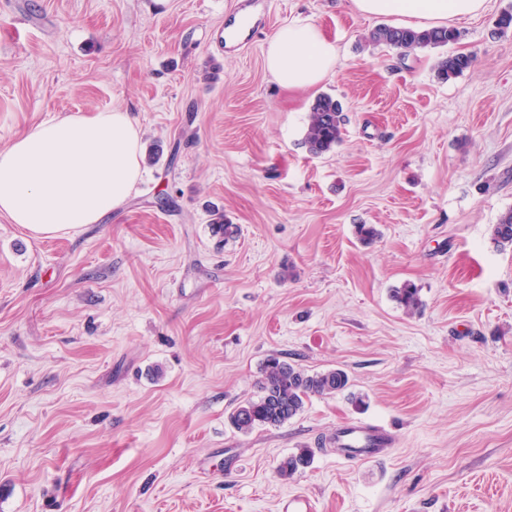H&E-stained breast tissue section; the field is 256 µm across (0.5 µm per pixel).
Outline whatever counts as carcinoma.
Wrapping results in <instances>:
<instances>
[{"mask_svg": "<svg viewBox=\"0 0 512 512\" xmlns=\"http://www.w3.org/2000/svg\"><path fill=\"white\" fill-rule=\"evenodd\" d=\"M457 39L458 33L452 28L418 30L388 24L376 27L367 36V41L373 45L404 51L444 47ZM472 62L468 54L448 55L436 63L437 77L447 81L470 68ZM344 122L341 103L330 94L318 95L311 105L304 137L308 152L318 156L336 148L343 140ZM490 233L496 244L512 245V209L499 217ZM395 298L410 313L422 306L419 289L409 283L395 290ZM348 385L349 377L342 369L309 373L296 364L272 357L261 369L257 397L239 405L231 415V422L244 433L257 426L279 427L301 412L308 398L337 395L346 391ZM310 460V450L300 448L282 460L278 472L284 478L291 477L307 467Z\"/></svg>", "mask_w": 512, "mask_h": 512, "instance_id": "1", "label": "carcinoma"}]
</instances>
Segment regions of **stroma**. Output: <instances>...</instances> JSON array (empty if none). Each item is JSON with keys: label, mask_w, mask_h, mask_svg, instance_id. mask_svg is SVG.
<instances>
[{"label": "stroma", "mask_w": 512, "mask_h": 512, "mask_svg": "<svg viewBox=\"0 0 512 512\" xmlns=\"http://www.w3.org/2000/svg\"><path fill=\"white\" fill-rule=\"evenodd\" d=\"M510 12L486 0L456 43L402 56L349 0H0V149L119 108L162 151L100 223L36 237L0 215V512H512V246L490 235L512 209ZM297 20L339 58L291 92L265 51ZM322 93L346 123L314 156ZM272 356L349 392L239 432ZM359 421L397 445L340 455ZM472 62L473 58L468 54L456 53L448 55L436 63L437 77L442 81H448L450 78L470 68ZM310 110L303 142L310 154L318 156L342 142L345 119L341 103L330 94L318 95ZM335 444L336 448H358L361 451L353 457L370 461L385 457L397 444V437L380 425L357 422L338 428ZM311 460V452L307 448H300L297 452L289 455L279 465L280 476L288 478L293 476L299 469L308 466Z\"/></svg>", "instance_id": "35a3bbf8"}]
</instances>
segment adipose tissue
<instances>
[{
  "instance_id": "obj_1",
  "label": "adipose tissue",
  "mask_w": 512,
  "mask_h": 512,
  "mask_svg": "<svg viewBox=\"0 0 512 512\" xmlns=\"http://www.w3.org/2000/svg\"><path fill=\"white\" fill-rule=\"evenodd\" d=\"M486 0H352L366 16L438 25L481 11ZM338 48L319 27L291 23L269 41L265 63L277 82L306 90L336 66ZM139 125L115 109L46 122L0 151V214L37 236L97 223L121 208L142 176Z\"/></svg>"
}]
</instances>
